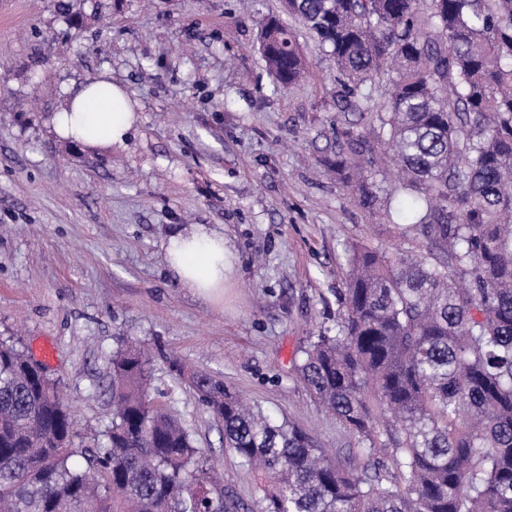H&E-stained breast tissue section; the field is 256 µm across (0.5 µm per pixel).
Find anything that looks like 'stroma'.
<instances>
[{"instance_id":"stroma-1","label":"stroma","mask_w":512,"mask_h":512,"mask_svg":"<svg viewBox=\"0 0 512 512\" xmlns=\"http://www.w3.org/2000/svg\"><path fill=\"white\" fill-rule=\"evenodd\" d=\"M69 2L0 0V343L29 354L52 341L46 373L89 447L109 423L113 351L129 336L150 344L155 390L246 512H259L256 482L176 364L292 420L342 464L366 463L292 362L344 313L349 247L427 248L389 232L329 169L337 130L358 118L333 96V58L289 20L310 75L275 88L257 21L279 0ZM101 76L135 104L126 143L60 140L53 115ZM197 224L232 253L220 303L167 267L168 237Z\"/></svg>"}]
</instances>
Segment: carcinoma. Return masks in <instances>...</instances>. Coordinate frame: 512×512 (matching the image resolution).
<instances>
[{
	"instance_id": "1",
	"label": "carcinoma",
	"mask_w": 512,
	"mask_h": 512,
	"mask_svg": "<svg viewBox=\"0 0 512 512\" xmlns=\"http://www.w3.org/2000/svg\"><path fill=\"white\" fill-rule=\"evenodd\" d=\"M336 62L361 121L336 136V176L389 230L428 252H347L336 335L309 337L293 371L392 474L336 463L224 381L188 384L224 448L260 483L261 512H512V0H281ZM258 49L282 89L309 69L279 16ZM391 76L376 104L367 84ZM400 179L369 182L376 145ZM152 354L112 352L110 422L93 448L58 384L0 344V512H238L182 422L155 404Z\"/></svg>"
}]
</instances>
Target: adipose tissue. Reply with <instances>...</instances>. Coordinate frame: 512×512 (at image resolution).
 I'll return each instance as SVG.
<instances>
[{
    "mask_svg": "<svg viewBox=\"0 0 512 512\" xmlns=\"http://www.w3.org/2000/svg\"><path fill=\"white\" fill-rule=\"evenodd\" d=\"M135 121L125 90L106 78L85 84L53 118L56 134L95 149L124 144ZM170 270L183 287L216 301L232 269L223 235L205 225L172 235L166 245Z\"/></svg>",
    "mask_w": 512,
    "mask_h": 512,
    "instance_id": "adipose-tissue-1",
    "label": "adipose tissue"
}]
</instances>
